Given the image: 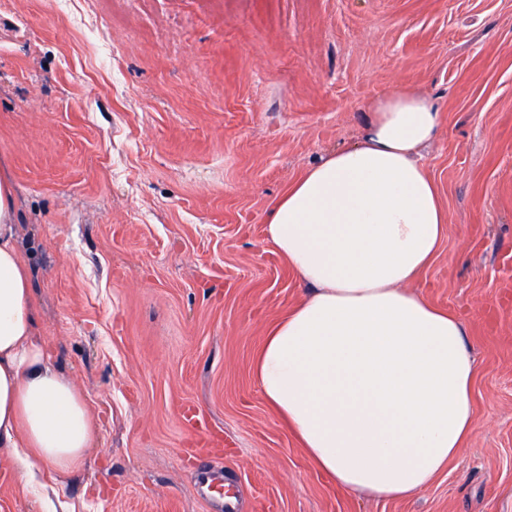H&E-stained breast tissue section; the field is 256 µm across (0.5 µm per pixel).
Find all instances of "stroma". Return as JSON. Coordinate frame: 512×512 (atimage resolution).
I'll list each match as a JSON object with an SVG mask.
<instances>
[{"instance_id":"obj_1","label":"stroma","mask_w":512,"mask_h":512,"mask_svg":"<svg viewBox=\"0 0 512 512\" xmlns=\"http://www.w3.org/2000/svg\"><path fill=\"white\" fill-rule=\"evenodd\" d=\"M442 114L420 152L448 231L411 289L468 327L476 428L418 496L318 472L254 358L305 296L273 203L393 91ZM0 167L36 335L97 425L38 484L0 448V512H512V0H0ZM224 436L199 464L183 407Z\"/></svg>"}]
</instances>
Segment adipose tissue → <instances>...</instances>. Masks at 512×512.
<instances>
[{"label":"adipose tissue","mask_w":512,"mask_h":512,"mask_svg":"<svg viewBox=\"0 0 512 512\" xmlns=\"http://www.w3.org/2000/svg\"><path fill=\"white\" fill-rule=\"evenodd\" d=\"M440 130L426 96L393 92L361 141L307 170L265 226L307 293L269 329L257 384L320 472L375 499L421 493L476 425L467 327L408 289L447 229L417 158ZM30 297L15 187L2 170L0 448L29 481L43 467H79L96 432L86 397L34 338Z\"/></svg>","instance_id":"adipose-tissue-1"}]
</instances>
